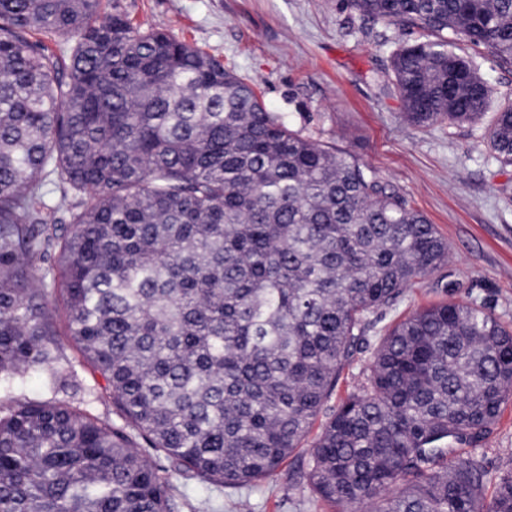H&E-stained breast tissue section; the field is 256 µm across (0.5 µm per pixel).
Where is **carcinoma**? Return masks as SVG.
Wrapping results in <instances>:
<instances>
[{
	"mask_svg": "<svg viewBox=\"0 0 512 512\" xmlns=\"http://www.w3.org/2000/svg\"><path fill=\"white\" fill-rule=\"evenodd\" d=\"M342 3L419 33L390 58L414 126L486 113L459 39L512 68V0ZM490 147L512 166L509 93ZM448 251L367 163L120 0H0V392L39 373L50 394L0 407V512H175L170 470L250 486L322 414L302 478L338 512H512V472L487 501L481 464L455 456L512 400V325L486 308L416 309L326 407L365 319ZM56 292L115 421L62 396Z\"/></svg>",
	"mask_w": 512,
	"mask_h": 512,
	"instance_id": "cac0c4a2",
	"label": "carcinoma"
}]
</instances>
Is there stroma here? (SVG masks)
Here are the masks:
<instances>
[{"mask_svg": "<svg viewBox=\"0 0 512 512\" xmlns=\"http://www.w3.org/2000/svg\"><path fill=\"white\" fill-rule=\"evenodd\" d=\"M135 23L170 30L234 65L263 94L269 111L319 140L361 156L410 206L447 238V264L370 315L365 340L345 367L332 404L366 382L373 350L386 330L421 305L473 302L512 322V167L487 145L489 119L422 131L403 123L391 89L390 55L415 35L385 22H365L339 0H121ZM63 366L80 384L76 401L98 417L108 401L89 399L96 380L67 337L63 310L53 312ZM311 440L271 477L214 496L223 512H333L300 477ZM458 453L480 461L486 496L512 470V402L491 434Z\"/></svg>", "mask_w": 512, "mask_h": 512, "instance_id": "35a3bbf8", "label": "stroma"}]
</instances>
